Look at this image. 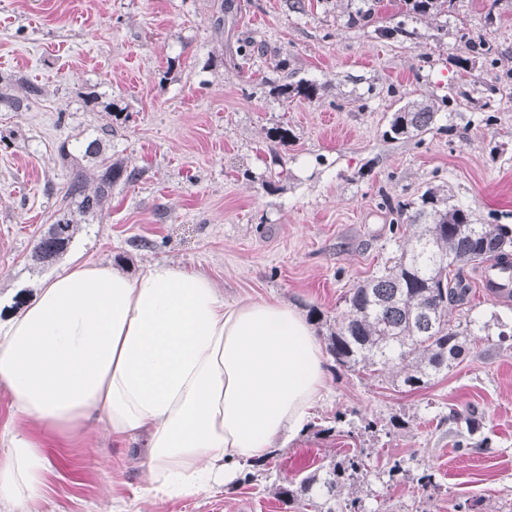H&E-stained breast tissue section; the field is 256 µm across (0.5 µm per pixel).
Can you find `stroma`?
<instances>
[{
  "label": "stroma",
  "instance_id": "35a3bbf8",
  "mask_svg": "<svg viewBox=\"0 0 512 512\" xmlns=\"http://www.w3.org/2000/svg\"><path fill=\"white\" fill-rule=\"evenodd\" d=\"M293 2L0 0V92L19 94L21 75L45 90L30 109L0 105V314L79 261L132 276L166 261L204 270L226 299L290 303L324 340L351 288L399 256L397 203L432 187L512 226V0H454L415 18L403 0ZM359 10L367 27L349 22ZM468 38L489 53L468 52ZM248 40L263 51L243 62ZM302 81L313 99L283 93ZM414 101L439 104L433 129L389 137L394 112ZM95 137L140 176L114 183L67 252L36 262L71 165L96 168L81 152ZM468 278L448 317L473 349L427 388L396 386L393 366L370 375L327 360L329 398L306 429L250 479L198 496L142 499L139 450L95 424L50 441L36 512H289L279 487L349 450L366 469L331 499L334 512L354 498L363 512H512V342L501 337L512 302ZM471 404L482 417L470 440L483 448L465 454L450 416Z\"/></svg>",
  "mask_w": 512,
  "mask_h": 512
}]
</instances>
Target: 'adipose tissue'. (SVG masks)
<instances>
[{
	"mask_svg": "<svg viewBox=\"0 0 512 512\" xmlns=\"http://www.w3.org/2000/svg\"><path fill=\"white\" fill-rule=\"evenodd\" d=\"M0 503L36 502L48 471L43 434L75 439L102 423L144 438L150 496L235 483L308 425L327 393L326 359L291 304L228 302L198 269L155 264L131 276L83 262L0 321Z\"/></svg>",
	"mask_w": 512,
	"mask_h": 512,
	"instance_id": "obj_1",
	"label": "adipose tissue"
}]
</instances>
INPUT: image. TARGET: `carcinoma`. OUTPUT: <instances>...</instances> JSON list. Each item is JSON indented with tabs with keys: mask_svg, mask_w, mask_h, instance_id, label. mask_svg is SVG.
<instances>
[{
	"mask_svg": "<svg viewBox=\"0 0 512 512\" xmlns=\"http://www.w3.org/2000/svg\"><path fill=\"white\" fill-rule=\"evenodd\" d=\"M16 82L25 86L26 96L0 95V103L18 112L27 109L42 94V88L24 77ZM435 105L414 103L394 113L388 133L395 138L419 136L432 129ZM83 154L100 159L101 140L93 138L81 145ZM123 169L110 159H100L94 189L87 188V177L80 169L69 172L63 195L65 207L39 238L34 257L42 262L56 260L70 246L76 224L72 213L92 215L112 196V185ZM410 223L420 220V230L408 236L409 247L393 264L353 289L348 297L346 316L336 321L329 336L328 350L336 365L348 370L378 371L397 363L399 385L415 391L455 364L461 363L473 346L471 333L462 324H451L448 307L461 306L471 291L460 271L488 262L512 261V227L484 224L472 213L445 199L434 189L421 195V205L408 214V205L397 209ZM452 419L465 424L468 434L477 430L478 415L470 408L455 412ZM365 468L359 453L349 454L331 464L321 476L303 478L292 489L282 486L278 495L295 509L305 508L317 493H335L336 488L353 482Z\"/></svg>",
	"mask_w": 512,
	"mask_h": 512,
	"instance_id": "cac0c4a2",
	"label": "carcinoma"
}]
</instances>
